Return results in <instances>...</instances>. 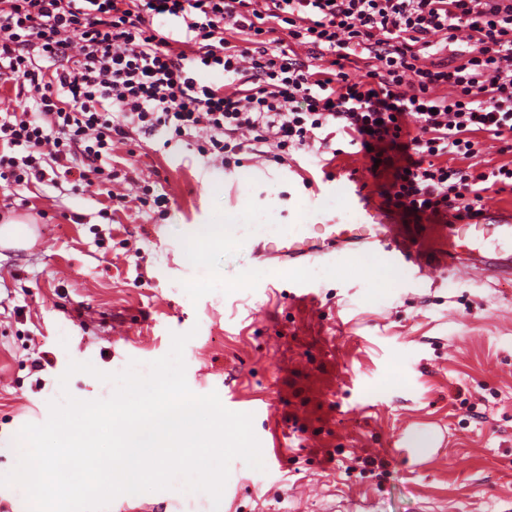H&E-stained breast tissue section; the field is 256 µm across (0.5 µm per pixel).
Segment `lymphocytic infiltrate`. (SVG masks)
Instances as JSON below:
<instances>
[{
	"mask_svg": "<svg viewBox=\"0 0 512 512\" xmlns=\"http://www.w3.org/2000/svg\"><path fill=\"white\" fill-rule=\"evenodd\" d=\"M0 81L25 101L0 113V179L19 185L112 182L104 161L135 132L202 136L225 167L341 132L392 168L395 210L473 220L485 192L512 190V163L465 166L473 134L512 135V0H0Z\"/></svg>",
	"mask_w": 512,
	"mask_h": 512,
	"instance_id": "obj_1",
	"label": "lymphocytic infiltrate"
}]
</instances>
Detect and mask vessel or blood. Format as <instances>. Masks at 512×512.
I'll use <instances>...</instances> for the list:
<instances>
[{
  "label": "vessel or blood",
  "mask_w": 512,
  "mask_h": 512,
  "mask_svg": "<svg viewBox=\"0 0 512 512\" xmlns=\"http://www.w3.org/2000/svg\"><path fill=\"white\" fill-rule=\"evenodd\" d=\"M359 212L357 224H298L287 233L259 242L260 259L299 266L326 258L340 247L363 248L390 264L417 267L420 274L464 270L480 277L512 279V209L486 208L481 222L467 224L453 217L414 234L383 218L370 203L365 187L349 192Z\"/></svg>",
  "instance_id": "1"
}]
</instances>
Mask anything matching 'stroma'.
Here are the masks:
<instances>
[{
	"instance_id": "obj_1",
	"label": "stroma",
	"mask_w": 512,
	"mask_h": 512,
	"mask_svg": "<svg viewBox=\"0 0 512 512\" xmlns=\"http://www.w3.org/2000/svg\"><path fill=\"white\" fill-rule=\"evenodd\" d=\"M332 146L327 163L244 152L224 168L196 142L139 136L109 159L126 176L114 186L124 206L62 178L0 179V223L27 220L44 236L0 248V473L17 462L18 430L45 422L62 390L112 395L87 373L60 385L70 361L119 372L188 332L190 389L252 414L259 441L276 420L283 454L264 456L261 472L233 460L217 506L168 490L118 496L106 512H323L357 500L372 512H512V280L423 276L345 248L260 268L251 234L224 240L229 222L347 223L355 175L386 211L389 173L372 174L343 137ZM146 183L166 194V217L138 200ZM299 288L311 299L296 300Z\"/></svg>"
}]
</instances>
